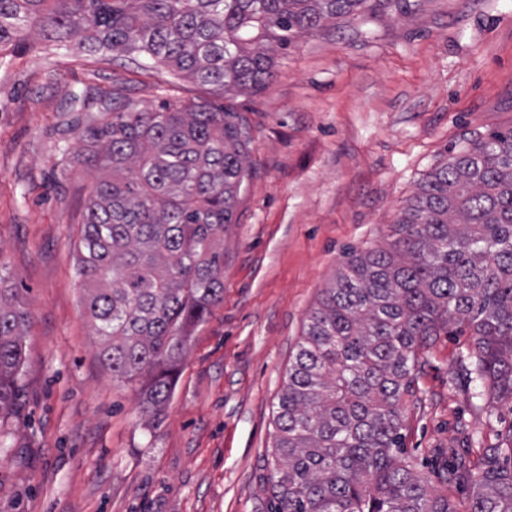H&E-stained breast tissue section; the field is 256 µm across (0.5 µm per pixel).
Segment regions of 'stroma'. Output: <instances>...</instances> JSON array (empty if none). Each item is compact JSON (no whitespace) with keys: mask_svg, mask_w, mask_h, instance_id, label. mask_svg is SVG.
Masks as SVG:
<instances>
[{"mask_svg":"<svg viewBox=\"0 0 512 512\" xmlns=\"http://www.w3.org/2000/svg\"><path fill=\"white\" fill-rule=\"evenodd\" d=\"M262 90L227 95L251 175L224 232V298L155 423L97 356L76 244L99 174L58 130L71 94L127 83L147 107L210 101L165 66L38 39L0 49V288L29 313L19 417L0 427V512H270L266 459L288 364L347 249L387 245L423 175L463 136L512 127V0H410L274 48ZM473 336L436 337L404 399L407 454L458 504L512 430L469 382Z\"/></svg>","mask_w":512,"mask_h":512,"instance_id":"35a3bbf8","label":"stroma"}]
</instances>
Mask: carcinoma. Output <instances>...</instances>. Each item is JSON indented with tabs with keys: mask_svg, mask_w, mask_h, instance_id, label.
I'll use <instances>...</instances> for the list:
<instances>
[{
	"mask_svg": "<svg viewBox=\"0 0 512 512\" xmlns=\"http://www.w3.org/2000/svg\"><path fill=\"white\" fill-rule=\"evenodd\" d=\"M398 0H0V48L31 33L60 49L166 65L218 96L256 93L281 47ZM58 126L90 144L101 176L86 203L77 269L112 378L157 416L172 399L197 327L224 297V229L233 223L251 137L228 105L156 108L121 85L70 97ZM390 247L349 250L290 361L267 461L271 512H459L404 448L403 400L419 356L450 327L475 336L479 409L512 402V128L447 148L392 225ZM28 313L0 291V420L17 414ZM512 433L469 488L466 512H512Z\"/></svg>",
	"mask_w": 512,
	"mask_h": 512,
	"instance_id": "1",
	"label": "carcinoma"
}]
</instances>
